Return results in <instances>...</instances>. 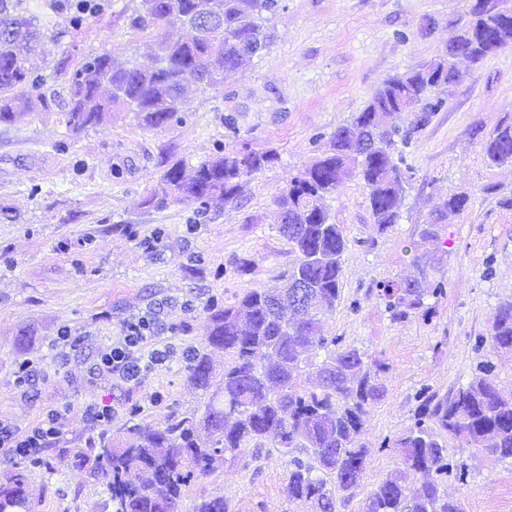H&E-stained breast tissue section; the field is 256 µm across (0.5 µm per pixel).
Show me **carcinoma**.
<instances>
[{
	"mask_svg": "<svg viewBox=\"0 0 512 512\" xmlns=\"http://www.w3.org/2000/svg\"><path fill=\"white\" fill-rule=\"evenodd\" d=\"M279 0H140L125 15L132 35L152 41L149 67L122 65L108 52L88 55L73 69L57 65L64 78V103L36 73L31 59L44 42L60 32L42 31L35 17L21 12L20 0H0V123L38 102L45 112L61 109L66 129L77 135L103 124L117 111L136 114L146 126L182 124L188 117L184 83L206 87L224 83V73L238 69L272 40L267 22ZM112 9V0H64V28L80 31L88 17ZM207 15L212 23L200 29ZM512 45V13L470 5L469 18L457 36L430 62L387 79L349 124L330 136L329 148L293 177L275 199L283 214L279 233L294 254L284 288L249 289L231 306L207 309L205 341L224 348V374L213 385L208 360L188 359V379L209 393L201 416H175L163 427L128 429L112 441L102 431L79 457L89 478L107 493V512H180L191 481L214 472L246 448H286L289 499L318 512H337L341 494L362 478L367 450L359 437L370 409L386 395L380 373L387 364L356 346L341 345L323 333V321L340 298L342 257L347 241L341 225L331 222L327 199L349 179L369 191L373 224L384 232L399 220V202L413 178L405 149L445 105L436 87L456 82L453 64L461 54L473 64ZM484 153L493 167L512 166V122L485 134ZM274 151L232 150L200 162L192 174L175 161L163 171L160 187L148 203L162 208L172 198L205 214L218 204L237 201L244 181L278 162ZM468 197L452 194L432 214L434 227L465 209ZM429 287L407 280L379 285L377 296L393 321L420 312L429 315L446 295L445 278L424 273ZM301 282L310 304L291 301L292 286ZM434 302H428V298ZM494 355L512 357V301L497 305L491 333L485 338ZM322 350L314 363L304 357ZM324 372L311 389L297 380ZM212 436L209 448L199 443L200 430ZM460 447H484L512 459V397L497 386L494 365H482L471 378L443 396L421 397L413 424L383 447L391 448L407 470L427 475L416 486L397 470L386 476L365 500L361 512H465L462 500L448 498L443 481H467L463 465L448 455V441ZM29 502L28 478L9 470L0 481V497ZM195 512H230V500L219 495L202 500Z\"/></svg>",
	"mask_w": 512,
	"mask_h": 512,
	"instance_id": "cac0c4a2",
	"label": "carcinoma"
}]
</instances>
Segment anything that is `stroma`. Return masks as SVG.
Instances as JSON below:
<instances>
[{
  "label": "stroma",
  "instance_id": "stroma-1",
  "mask_svg": "<svg viewBox=\"0 0 512 512\" xmlns=\"http://www.w3.org/2000/svg\"><path fill=\"white\" fill-rule=\"evenodd\" d=\"M139 0H112L111 11L89 17L76 35L46 43L35 65L51 74L59 60L77 65L109 52L116 62L150 65L148 40L131 36L121 11ZM470 0H280L269 21L271 44L223 84H186L191 114L184 124L143 126L131 112L70 135L60 113L37 110L0 123V421L24 431L47 410L65 411L62 434L29 470V512H102L104 488L88 479L74 452L101 432L85 419L88 406L114 408L113 436L133 425L161 427L175 414H202L207 394L187 380V356L207 355L214 375L224 351L205 343L211 305L230 306L251 288L281 286L293 259L279 232L274 199L289 179L325 151L329 136L363 109L383 82L429 61L457 33ZM430 31H423V24ZM460 81L442 86L446 105L417 134L407 155L413 179L400 220L378 232L368 191L347 181L329 210L347 239L341 296L324 321L326 335L385 360V398L373 407L360 438L366 471L345 494L339 512H360L367 497L400 462L384 439L413 422L420 392L449 393L486 361L501 390L512 393V360L478 347L494 308L512 301V167H492L481 135L512 121V45L475 67L459 60ZM234 114L237 136L224 127ZM276 150L278 164L249 178L238 202L197 215L174 202L162 210L147 198L168 160L187 167L217 147ZM495 184L499 194H484ZM466 193L469 202L436 238H424L441 199ZM154 236L153 246L143 240ZM437 267L447 295L430 317L390 321L376 297L379 281L417 277ZM493 276H486V267ZM154 313L161 364L133 381L97 374L100 350L123 323ZM76 343L52 347L60 328ZM32 366L26 387L15 379ZM466 483L448 481L466 512H512V460L449 442ZM289 453L248 448L232 462L193 481L181 512L225 495L231 512H311L289 500Z\"/></svg>",
  "mask_w": 512,
  "mask_h": 512
}]
</instances>
